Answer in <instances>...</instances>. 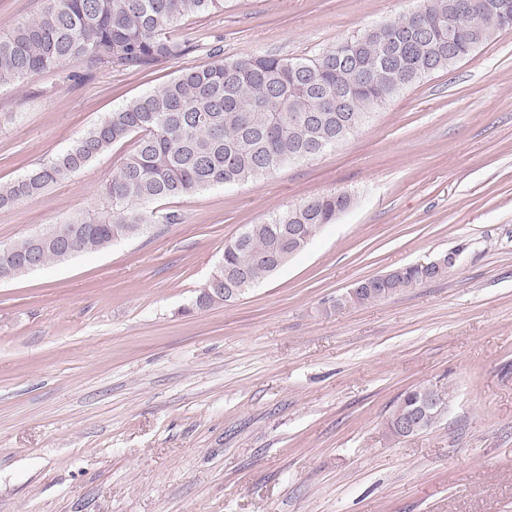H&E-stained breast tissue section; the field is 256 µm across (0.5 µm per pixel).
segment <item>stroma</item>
<instances>
[{
  "label": "stroma",
  "instance_id": "stroma-1",
  "mask_svg": "<svg viewBox=\"0 0 512 512\" xmlns=\"http://www.w3.org/2000/svg\"><path fill=\"white\" fill-rule=\"evenodd\" d=\"M419 0H225L193 51L0 89V183L177 68L300 58ZM129 145L0 209V247L91 211ZM337 188L355 203L239 301L193 308L248 224ZM0 282V512H512V33L407 88L335 149ZM459 250L441 279L340 308L359 279ZM426 385L432 430L385 429Z\"/></svg>",
  "mask_w": 512,
  "mask_h": 512
}]
</instances>
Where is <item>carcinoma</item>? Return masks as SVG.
Returning a JSON list of instances; mask_svg holds the SVG:
<instances>
[{"instance_id":"cac0c4a2","label":"carcinoma","mask_w":512,"mask_h":512,"mask_svg":"<svg viewBox=\"0 0 512 512\" xmlns=\"http://www.w3.org/2000/svg\"><path fill=\"white\" fill-rule=\"evenodd\" d=\"M456 0H421L403 17L349 36L305 58L243 55L179 69L162 88L129 100L90 126L55 156L0 184V208L41 194L116 145L133 142L101 187V206L0 251V278L12 280L79 253H94L150 224H178L175 212L146 206L194 196L214 186L257 180L316 149L323 153L408 87L449 72L483 45L503 35L494 5L512 0H469L459 33L436 27ZM224 10V0H46L40 14L0 35V89L77 59L85 71L136 69L177 61L192 48L170 36L190 15ZM354 203L337 189L311 196L271 218L249 224L224 245V265L212 273L224 287V270L248 273L245 290L280 269L269 254L288 250V226L305 242ZM433 281L425 270L402 266L342 294L340 306H362ZM427 386L399 397L386 419L387 434L401 438Z\"/></svg>"}]
</instances>
